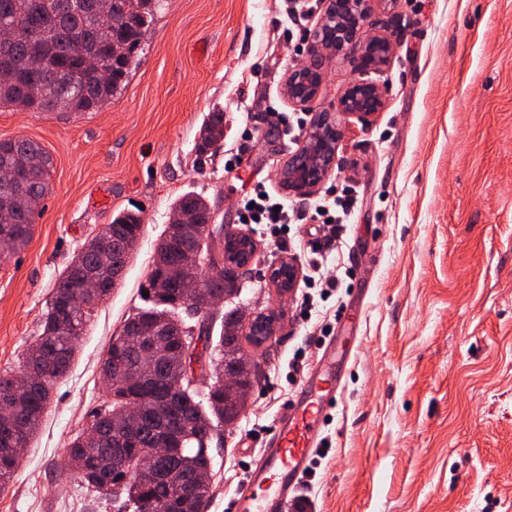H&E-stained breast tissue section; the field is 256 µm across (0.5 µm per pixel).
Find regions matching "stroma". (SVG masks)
<instances>
[{
    "instance_id": "stroma-1",
    "label": "stroma",
    "mask_w": 512,
    "mask_h": 512,
    "mask_svg": "<svg viewBox=\"0 0 512 512\" xmlns=\"http://www.w3.org/2000/svg\"><path fill=\"white\" fill-rule=\"evenodd\" d=\"M289 26L291 0H163L125 88L96 112L0 109V139L39 142L50 192L28 247L0 267V375L41 336L56 278L87 239L126 208L143 229L124 273L95 309L41 426L0 490V512H117L70 481L65 450L102 402L101 360L143 288L172 201L208 198L238 228L237 200L256 182L278 193L296 147L269 125L291 111L283 92L324 4ZM373 29L398 45L382 78L386 106L346 123L316 195L349 189L357 204L332 250L337 292L279 298L269 266L303 259L321 233L290 226L283 248L251 235L259 257L220 310L272 313L279 332L255 349L263 376L239 419L212 444L209 504L224 512L321 347L335 341L339 387L296 512H512V0H373ZM353 78L327 61L312 111L334 108ZM224 142L195 144L207 113ZM251 132L242 141L243 132ZM248 149L232 173L224 162Z\"/></svg>"
}]
</instances>
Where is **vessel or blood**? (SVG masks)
I'll use <instances>...</instances> for the list:
<instances>
[{
	"label": "vessel or blood",
	"mask_w": 512,
	"mask_h": 512,
	"mask_svg": "<svg viewBox=\"0 0 512 512\" xmlns=\"http://www.w3.org/2000/svg\"><path fill=\"white\" fill-rule=\"evenodd\" d=\"M335 404L336 378L331 371L309 372L266 437L262 457L229 512H287L290 492L303 475L327 412Z\"/></svg>",
	"instance_id": "obj_1"
}]
</instances>
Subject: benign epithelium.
I'll return each mask as SVG.
<instances>
[{
  "instance_id": "7a95c632",
  "label": "benign epithelium",
  "mask_w": 512,
  "mask_h": 512,
  "mask_svg": "<svg viewBox=\"0 0 512 512\" xmlns=\"http://www.w3.org/2000/svg\"><path fill=\"white\" fill-rule=\"evenodd\" d=\"M371 0H326L320 22L309 31L306 58L288 69L284 94L288 102L306 108L318 96L323 83V64L330 56L348 62L355 78L340 95L336 107L324 110L313 120L297 155L288 162L284 180L288 188L300 195L311 193L327 179L336 159L338 144L343 137L342 120L354 118L367 125L381 112L386 103L388 86L368 78L382 73L390 64L395 49L393 35L368 29ZM224 250L219 261L228 270L234 265L248 270L256 256L253 239L232 229H225L222 240L211 252ZM299 267L296 259L285 258L267 270L266 278L276 294L286 296L296 287ZM223 299L215 295L202 301L192 295L185 298V307L193 317H202ZM276 319L260 314L254 320L250 344L261 347L276 335ZM136 410L131 405L117 408L112 414L113 425L125 428L135 422Z\"/></svg>"
}]
</instances>
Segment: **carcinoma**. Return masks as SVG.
Listing matches in <instances>:
<instances>
[{
  "mask_svg": "<svg viewBox=\"0 0 512 512\" xmlns=\"http://www.w3.org/2000/svg\"><path fill=\"white\" fill-rule=\"evenodd\" d=\"M160 7V0H0V24L19 25L14 41L0 46L16 72L0 80V108L16 107L32 112H95L109 102L131 73L134 54ZM96 50L111 79L101 80L83 66L82 55ZM224 141V112H210L197 144L199 156ZM14 156V169L23 183L16 188L0 185V212L14 223L0 226L9 237L0 264L24 250L31 241L36 217L50 191V155L29 139L0 140V156ZM172 210L187 212L198 224L208 223L210 204L194 191L177 196ZM127 244L112 250V237L83 246L60 272L52 299L42 315L43 333L24 354L19 369L0 376V489L6 487L20 463L19 448L29 442L41 424L54 383L69 370L79 340L94 308L114 288V270L126 266L142 232L138 210H122L112 220ZM190 239L165 229L155 250L149 273L153 306L129 317L122 333L112 338L102 360L106 380L113 379L112 362L119 361L120 386L107 387V400L94 416L97 437L93 442L76 436L66 449L68 476L101 497L123 498L122 504L140 512L139 504L153 512H206L209 489L192 496L180 494V486L199 470L210 466L209 444L227 425L238 419L234 407L224 404V384L218 368L236 358L241 348L238 312L221 316L218 340L205 327L203 340L209 372L207 381L181 387L169 396L173 385L193 370L189 354L194 326L181 316L180 298L187 281L197 280L201 291L236 296L242 288L239 276L203 274L187 267L184 248ZM86 279L99 288L89 292ZM155 323L166 336L144 339L131 336V328ZM130 404L141 413L138 437L129 448H171L154 467L132 472L112 460V448L120 437L112 432V412Z\"/></svg>",
  "mask_w": 512,
  "mask_h": 512,
  "instance_id": "cac0c4a2",
  "label": "carcinoma"
}]
</instances>
